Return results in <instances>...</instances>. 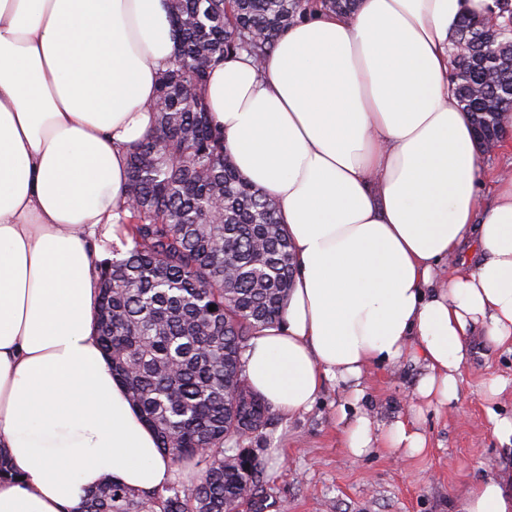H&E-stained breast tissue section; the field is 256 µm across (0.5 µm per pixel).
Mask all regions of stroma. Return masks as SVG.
<instances>
[{"instance_id":"1","label":"stroma","mask_w":512,"mask_h":512,"mask_svg":"<svg viewBox=\"0 0 512 512\" xmlns=\"http://www.w3.org/2000/svg\"><path fill=\"white\" fill-rule=\"evenodd\" d=\"M422 374L421 364L405 358L369 369L361 398L332 380L309 412L291 419L270 413L266 428L242 442L256 450L262 473L239 512H458L476 483L512 472V444L486 417L491 408L512 419V346L472 337L459 400L448 409L422 407ZM497 378L507 385L494 396L488 386ZM342 406L351 417L372 412L381 424L419 416L428 446L415 455L379 448L351 459L343 448Z\"/></svg>"}]
</instances>
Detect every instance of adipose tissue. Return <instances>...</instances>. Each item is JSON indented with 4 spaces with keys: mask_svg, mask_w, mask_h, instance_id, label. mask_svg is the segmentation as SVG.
Returning <instances> with one entry per match:
<instances>
[{
    "mask_svg": "<svg viewBox=\"0 0 512 512\" xmlns=\"http://www.w3.org/2000/svg\"><path fill=\"white\" fill-rule=\"evenodd\" d=\"M492 0H360L312 14L262 61L227 58L206 94L241 177L280 204L296 259L272 327L244 354L272 410L312 409L411 357L427 405L459 398L472 336L512 344V177L486 173L448 75L463 14ZM169 0H0V512H75L107 476L176 479L98 341V237L116 235L128 153L153 128L175 53ZM474 252L440 282L450 258ZM354 460L420 453L417 419L357 416ZM460 512H512V480Z\"/></svg>",
    "mask_w": 512,
    "mask_h": 512,
    "instance_id": "obj_1",
    "label": "adipose tissue"
}]
</instances>
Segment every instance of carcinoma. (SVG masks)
<instances>
[{
  "label": "carcinoma",
  "mask_w": 512,
  "mask_h": 512,
  "mask_svg": "<svg viewBox=\"0 0 512 512\" xmlns=\"http://www.w3.org/2000/svg\"><path fill=\"white\" fill-rule=\"evenodd\" d=\"M357 0H170L176 51L159 78L151 134L129 152L123 252L101 263L96 317L112 376L174 463L199 472L136 492L112 476L78 512H235L259 483L251 448L225 444L261 431L270 406L245 378L243 352L281 315L295 264L279 203L244 181L210 121V72L242 51L264 58L315 10L351 14ZM498 25L512 32V0ZM465 15L451 42L457 103L495 133L512 114V56ZM215 305L209 311V305Z\"/></svg>",
  "instance_id": "1"
}]
</instances>
